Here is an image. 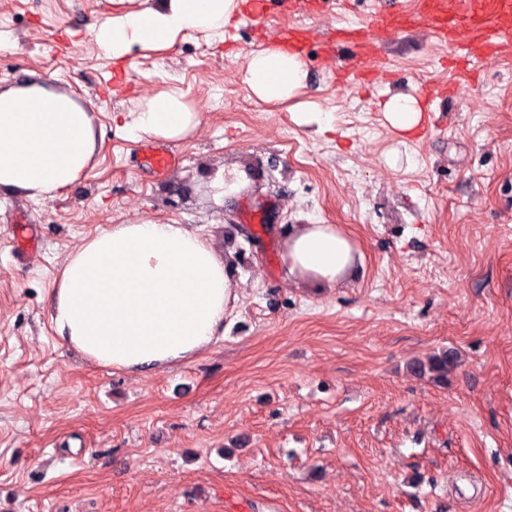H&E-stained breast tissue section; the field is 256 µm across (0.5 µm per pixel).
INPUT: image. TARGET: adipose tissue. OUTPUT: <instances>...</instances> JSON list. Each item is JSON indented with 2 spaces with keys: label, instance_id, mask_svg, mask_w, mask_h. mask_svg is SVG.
Listing matches in <instances>:
<instances>
[{
  "label": "adipose tissue",
  "instance_id": "ef3b65f1",
  "mask_svg": "<svg viewBox=\"0 0 512 512\" xmlns=\"http://www.w3.org/2000/svg\"><path fill=\"white\" fill-rule=\"evenodd\" d=\"M238 0H160L113 15L95 32L98 48L121 58L133 47L172 46L195 30L223 37ZM242 81L258 100L280 103L304 94L301 57L276 44L249 52ZM390 127L408 136L422 121L418 100L393 94L384 105ZM195 113L181 92L155 95L132 125L165 138L186 134ZM95 152L88 107L37 81L0 89V189L39 201L68 195ZM355 257L350 238L333 224L290 232L283 253L290 275L332 288ZM238 284L197 231L148 220L114 224L83 241L57 279L51 320L64 342L87 360L127 373L162 369L211 348L237 301Z\"/></svg>",
  "mask_w": 512,
  "mask_h": 512
}]
</instances>
